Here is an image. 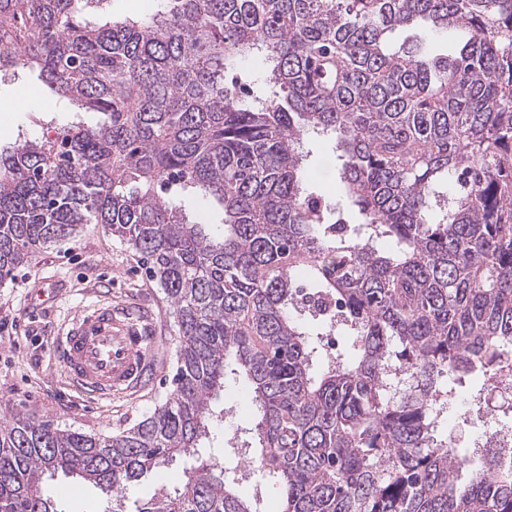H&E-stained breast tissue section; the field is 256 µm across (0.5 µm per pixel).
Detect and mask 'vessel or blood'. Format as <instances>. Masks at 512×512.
<instances>
[{"label": "vessel or blood", "mask_w": 512, "mask_h": 512, "mask_svg": "<svg viewBox=\"0 0 512 512\" xmlns=\"http://www.w3.org/2000/svg\"><path fill=\"white\" fill-rule=\"evenodd\" d=\"M154 331L127 309L97 307L77 313L57 341L69 378L87 395L140 390L156 369Z\"/></svg>", "instance_id": "1"}]
</instances>
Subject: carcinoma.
<instances>
[{
  "label": "carcinoma",
  "mask_w": 512,
  "mask_h": 512,
  "mask_svg": "<svg viewBox=\"0 0 512 512\" xmlns=\"http://www.w3.org/2000/svg\"><path fill=\"white\" fill-rule=\"evenodd\" d=\"M90 4L0 0V72L101 115L0 146V282L105 225L172 300L174 387L112 436L1 423L0 512H64L58 474L119 512L240 373L259 419L224 451L260 461L280 512H512L500 449L462 487L444 430L461 378L512 345V0H155L103 24ZM422 24L468 38L394 42ZM201 200L220 235L186 218ZM334 329L349 352L318 369ZM242 480L212 458L137 512H260ZM328 149L324 142L312 145V171L318 190L326 196L335 197L338 194V187L329 174L331 159L328 156Z\"/></svg>",
  "instance_id": "obj_1"
}]
</instances>
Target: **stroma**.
I'll use <instances>...</instances> for the list:
<instances>
[{
    "mask_svg": "<svg viewBox=\"0 0 512 512\" xmlns=\"http://www.w3.org/2000/svg\"><path fill=\"white\" fill-rule=\"evenodd\" d=\"M60 100L36 75L0 74V143L19 135L53 134L71 121ZM125 306L149 316L159 338V366L146 388L107 399L82 396L70 382L54 343L80 308ZM179 336L173 306L152 280L138 253L113 238L101 224L79 225L68 240L39 250L32 260L0 285V422L21 414L70 429L107 436L129 429L163 404L177 361ZM248 384L228 377L215 409H227L223 424L214 425L208 447L154 469L126 499L124 512H136L140 501L159 488L180 484L187 469L224 453L226 428H249L256 421L253 405L243 404ZM51 494L62 495L67 512H103L98 491L83 481L59 477L48 481Z\"/></svg>",
    "mask_w": 512,
    "mask_h": 512,
    "instance_id": "obj_1",
    "label": "stroma"
}]
</instances>
